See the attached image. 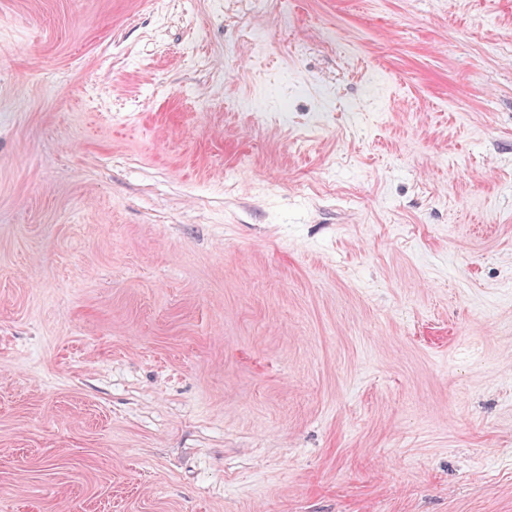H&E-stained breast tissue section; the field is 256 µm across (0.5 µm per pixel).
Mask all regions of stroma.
<instances>
[{"instance_id":"35a3bbf8","label":"stroma","mask_w":512,"mask_h":512,"mask_svg":"<svg viewBox=\"0 0 512 512\" xmlns=\"http://www.w3.org/2000/svg\"><path fill=\"white\" fill-rule=\"evenodd\" d=\"M0 512H512V0H0Z\"/></svg>"}]
</instances>
